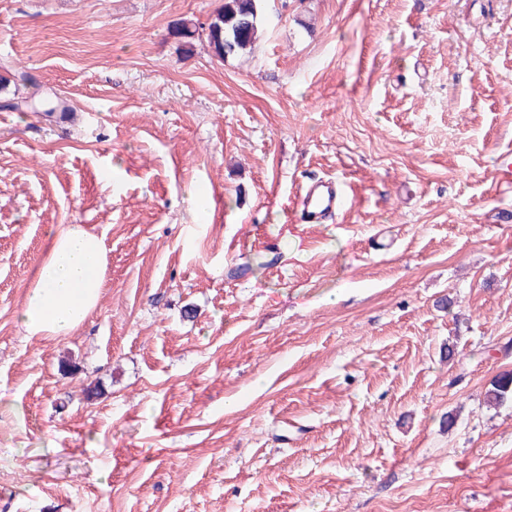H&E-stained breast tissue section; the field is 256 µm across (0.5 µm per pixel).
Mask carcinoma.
I'll list each match as a JSON object with an SVG mask.
<instances>
[{"mask_svg":"<svg viewBox=\"0 0 512 512\" xmlns=\"http://www.w3.org/2000/svg\"><path fill=\"white\" fill-rule=\"evenodd\" d=\"M265 0H223L208 22L197 26L186 20L174 29V35L192 47V40L205 38L212 55L220 60L250 54L262 32ZM487 403L499 406L512 399V376L499 377L486 394Z\"/></svg>","mask_w":512,"mask_h":512,"instance_id":"1","label":"carcinoma"}]
</instances>
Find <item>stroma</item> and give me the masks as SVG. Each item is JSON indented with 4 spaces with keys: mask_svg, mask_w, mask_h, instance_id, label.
I'll return each mask as SVG.
<instances>
[{
    "mask_svg": "<svg viewBox=\"0 0 512 512\" xmlns=\"http://www.w3.org/2000/svg\"><path fill=\"white\" fill-rule=\"evenodd\" d=\"M221 3L0 0V512H512V0H268L253 54L184 51ZM60 224L105 291L29 336ZM344 195L336 179L319 180L304 189L301 202L303 221L319 224L328 215L340 209Z\"/></svg>",
    "mask_w": 512,
    "mask_h": 512,
    "instance_id": "1",
    "label": "stroma"
}]
</instances>
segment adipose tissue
Returning <instances> with one entry per match:
<instances>
[{"mask_svg":"<svg viewBox=\"0 0 512 512\" xmlns=\"http://www.w3.org/2000/svg\"><path fill=\"white\" fill-rule=\"evenodd\" d=\"M101 237L78 224L56 229L38 266L19 320L30 336H67L96 310L105 286Z\"/></svg>","mask_w":512,"mask_h":512,"instance_id":"1","label":"adipose tissue"}]
</instances>
